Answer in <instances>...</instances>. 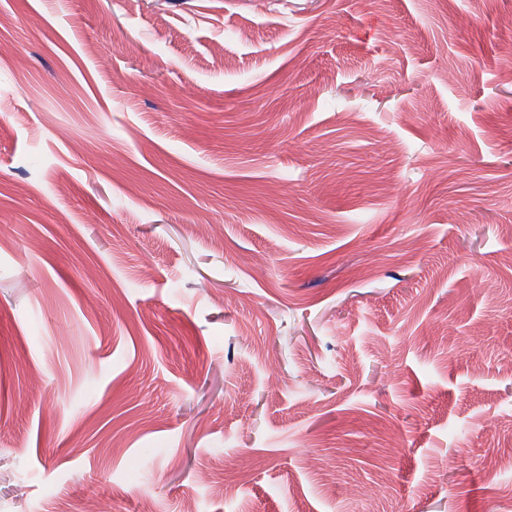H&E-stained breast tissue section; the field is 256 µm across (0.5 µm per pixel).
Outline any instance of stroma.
<instances>
[{"mask_svg": "<svg viewBox=\"0 0 512 512\" xmlns=\"http://www.w3.org/2000/svg\"><path fill=\"white\" fill-rule=\"evenodd\" d=\"M509 14L0 0V512H512Z\"/></svg>", "mask_w": 512, "mask_h": 512, "instance_id": "1", "label": "stroma"}]
</instances>
